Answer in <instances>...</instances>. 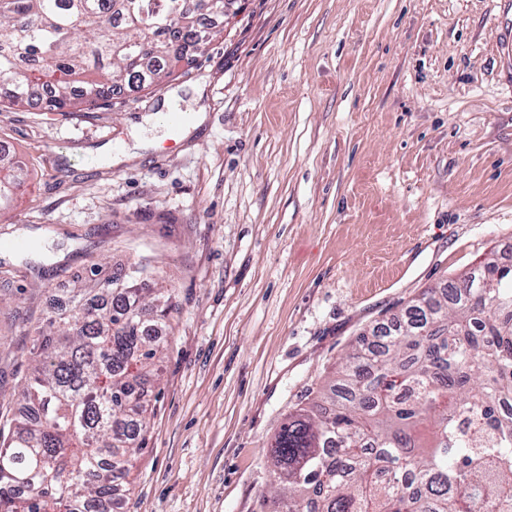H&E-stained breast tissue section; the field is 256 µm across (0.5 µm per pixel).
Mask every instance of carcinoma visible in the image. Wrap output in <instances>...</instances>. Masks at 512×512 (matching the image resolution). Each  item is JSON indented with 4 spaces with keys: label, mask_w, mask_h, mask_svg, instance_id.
<instances>
[{
    "label": "carcinoma",
    "mask_w": 512,
    "mask_h": 512,
    "mask_svg": "<svg viewBox=\"0 0 512 512\" xmlns=\"http://www.w3.org/2000/svg\"><path fill=\"white\" fill-rule=\"evenodd\" d=\"M225 0H0V104L90 109L188 74ZM23 186L0 149V212ZM141 260L39 328L0 431V512H100L129 476L171 294ZM362 335L271 445L266 512H512V254L423 291Z\"/></svg>",
    "instance_id": "carcinoma-1"
}]
</instances>
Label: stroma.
<instances>
[{"instance_id":"obj_1","label":"stroma","mask_w":512,"mask_h":512,"mask_svg":"<svg viewBox=\"0 0 512 512\" xmlns=\"http://www.w3.org/2000/svg\"><path fill=\"white\" fill-rule=\"evenodd\" d=\"M0 141L32 175L0 214V417L75 281L149 257L175 307L118 512H261L359 335L512 251V0H234L179 81L0 106Z\"/></svg>"}]
</instances>
